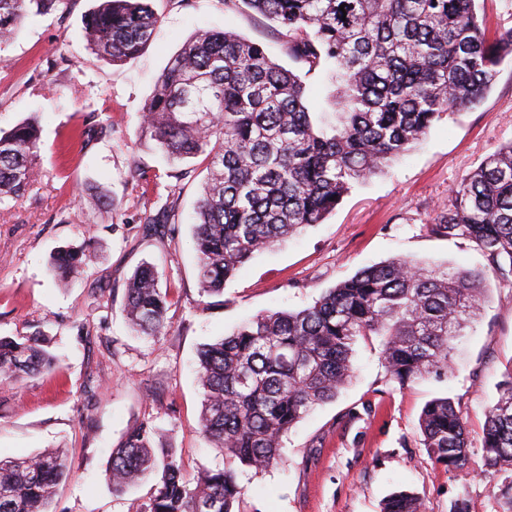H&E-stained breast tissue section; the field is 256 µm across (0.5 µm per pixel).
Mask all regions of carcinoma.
<instances>
[{
    "mask_svg": "<svg viewBox=\"0 0 512 512\" xmlns=\"http://www.w3.org/2000/svg\"><path fill=\"white\" fill-rule=\"evenodd\" d=\"M26 2L0 0V46L17 31ZM225 2L281 29L287 55L310 71L329 68L335 91L333 111L315 116L301 76L230 31L196 32L164 69L141 132L173 165L207 160L193 235L207 297L223 295L256 252L322 223L353 185L407 154L443 113L480 103L498 66L512 57V26L487 37L476 0ZM157 23L148 0H100L85 21L87 46L120 63L150 42ZM39 144L33 117L0 131V200L25 194ZM426 228L474 243L512 282V143L470 172ZM90 261L87 247L58 252L51 262L58 287H68ZM485 289L480 270L393 259L362 268L307 308L255 316L198 352L199 425L224 449V468L187 473L175 449L152 446L143 423L112 450L106 481L121 493L153 478L140 512H235L244 488L233 464L262 471L283 462V437L350 381L358 337H382L389 379L400 386L445 375L452 342ZM167 303L154 267L139 266L125 296L132 328L165 334ZM55 365L44 341L0 337V381ZM420 430L436 464L452 473L465 468L466 423L450 398L424 407ZM481 448L489 469L508 474L503 512H512V367L486 410ZM70 473L58 448L0 460V512H53L56 489ZM421 508L402 491L384 500L382 512Z\"/></svg>",
    "mask_w": 512,
    "mask_h": 512,
    "instance_id": "1",
    "label": "carcinoma"
}]
</instances>
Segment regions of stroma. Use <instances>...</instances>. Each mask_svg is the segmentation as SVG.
Instances as JSON below:
<instances>
[{"label":"stroma","mask_w":512,"mask_h":512,"mask_svg":"<svg viewBox=\"0 0 512 512\" xmlns=\"http://www.w3.org/2000/svg\"><path fill=\"white\" fill-rule=\"evenodd\" d=\"M97 0H62L29 13L0 47V129L29 116L41 128L40 176L21 199L0 201V337H46L58 364L18 382H0V459L65 449L71 474L56 512H136L150 482L113 492L104 470L113 448L141 423L157 445L176 449L188 473L220 469L224 452L199 430L196 361L203 344L230 335L260 313L309 307L359 269L408 258L482 269L488 289L455 342L447 377L390 382L381 339L358 338L355 373L336 399L317 406L283 439V462L264 471L238 466L241 512H381L391 493L418 497L424 512H499L504 483L481 448L485 410L512 366V285L461 238L425 226L451 192L489 155L512 142V60L478 105L442 115L427 138L384 172L344 196L323 223L244 263L223 299L201 295L192 247L204 158L178 177L141 137L144 106L169 60L198 29L230 30L261 43L292 67L273 25L224 0H151L159 17L137 57L119 64L86 47L84 20ZM143 176L131 179L130 168ZM179 193L174 219L147 228L166 189ZM105 194L111 206L84 199ZM90 246L93 257L71 288L47 273L58 250ZM155 265L168 294V332L134 335L125 291L142 262ZM451 398L466 419L465 472L437 466L422 444L419 417L433 398Z\"/></svg>","instance_id":"stroma-1"}]
</instances>
